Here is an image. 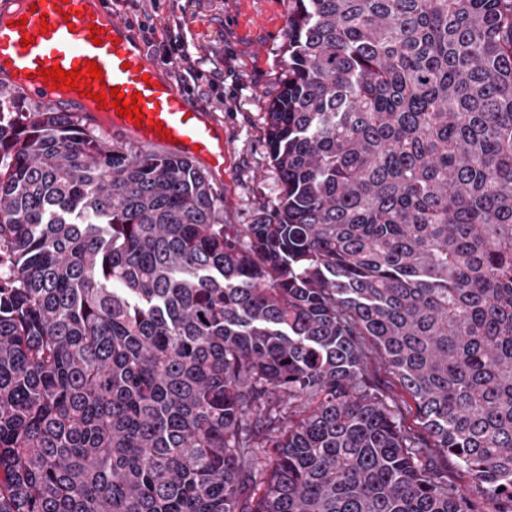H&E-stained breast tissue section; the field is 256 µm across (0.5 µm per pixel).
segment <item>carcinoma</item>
Masks as SVG:
<instances>
[{"mask_svg": "<svg viewBox=\"0 0 512 512\" xmlns=\"http://www.w3.org/2000/svg\"><path fill=\"white\" fill-rule=\"evenodd\" d=\"M287 53L255 224L0 105V512H512V0H288ZM365 352L367 359L368 377L377 385V387L386 393L402 410L403 423L407 429L414 433L421 432L420 424L416 418L414 410H411L405 401L406 397L400 390L398 383L393 375L386 369L380 354L376 347L369 341L365 340Z\"/></svg>", "mask_w": 512, "mask_h": 512, "instance_id": "obj_1", "label": "carcinoma"}]
</instances>
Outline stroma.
<instances>
[{
  "label": "stroma",
  "mask_w": 512,
  "mask_h": 512,
  "mask_svg": "<svg viewBox=\"0 0 512 512\" xmlns=\"http://www.w3.org/2000/svg\"><path fill=\"white\" fill-rule=\"evenodd\" d=\"M184 19L182 35L204 65L228 61L227 101L210 100L209 113L224 127L226 166L213 186L224 198V221L252 224L278 201L279 189L266 152L265 115L282 81L288 0H160L156 24ZM367 374L402 408L407 429L420 432L414 410L372 343H365Z\"/></svg>",
  "instance_id": "stroma-1"
}]
</instances>
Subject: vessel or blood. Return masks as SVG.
Returning <instances> with one entry per match:
<instances>
[{"label": "vessel or blood", "mask_w": 512, "mask_h": 512, "mask_svg": "<svg viewBox=\"0 0 512 512\" xmlns=\"http://www.w3.org/2000/svg\"><path fill=\"white\" fill-rule=\"evenodd\" d=\"M11 6L0 20V68L8 84L45 102L76 106L85 124L121 129L134 140L195 156L223 173V126L162 75L131 23L112 12L107 0H12ZM28 35L34 43L23 44ZM88 61L102 71L101 79L91 80V90L116 86L128 96L140 94L145 125H135L116 109L99 108L77 89L50 88L37 73L55 64L69 71ZM165 130L170 133L166 139L161 136Z\"/></svg>", "instance_id": "vessel-or-blood-1"}]
</instances>
